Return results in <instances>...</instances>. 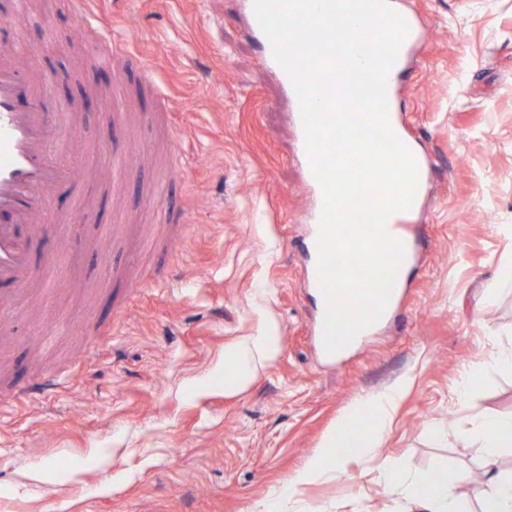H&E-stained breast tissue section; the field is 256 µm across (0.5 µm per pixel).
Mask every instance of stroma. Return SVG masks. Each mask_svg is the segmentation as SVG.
Wrapping results in <instances>:
<instances>
[{"label": "stroma", "instance_id": "35a3bbf8", "mask_svg": "<svg viewBox=\"0 0 512 512\" xmlns=\"http://www.w3.org/2000/svg\"><path fill=\"white\" fill-rule=\"evenodd\" d=\"M427 35L397 82L396 110L429 159L410 288L358 345L325 357L305 285L311 190L288 94L264 65L244 0H96L125 47L111 71L74 28L72 0H0V48L51 82L56 40L73 108L58 148L90 159L86 218L37 236L52 286L0 317V388L57 386L0 412V512H259L311 459L349 405L410 379L393 428L350 477L304 486L281 512H406L385 462L415 476L484 469L479 416L512 415V372L490 371L460 410L463 372L512 345V290L483 293L512 257V0H398ZM150 68L157 93L140 89ZM176 147L186 173L161 180L139 157L122 195L97 171L105 139ZM187 211V229L168 214ZM274 325L279 352L250 386L224 390L226 353ZM112 333L90 342L91 327Z\"/></svg>", "mask_w": 512, "mask_h": 512}]
</instances>
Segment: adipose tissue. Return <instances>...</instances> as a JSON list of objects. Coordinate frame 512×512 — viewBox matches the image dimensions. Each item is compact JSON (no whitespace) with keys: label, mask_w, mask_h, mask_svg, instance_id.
<instances>
[{"label":"adipose tissue","mask_w":512,"mask_h":512,"mask_svg":"<svg viewBox=\"0 0 512 512\" xmlns=\"http://www.w3.org/2000/svg\"><path fill=\"white\" fill-rule=\"evenodd\" d=\"M278 338L272 332L256 337L253 343L237 347L224 368L225 390H241L253 380L255 362L273 359ZM410 385L402 380L388 390L351 404L322 438L309 464L293 474L278 494L263 502L261 512H277L281 498L295 494L298 487L345 474L350 461L374 457L391 426L397 403ZM474 443L495 472L483 499V512H512V474L496 469L503 449L512 447V416L485 415L475 425ZM384 479L400 490L404 499L427 508L428 512H448L454 498V483L447 479L424 480L409 474L396 463H387Z\"/></svg>","instance_id":"1"}]
</instances>
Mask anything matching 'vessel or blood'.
<instances>
[{
  "label": "vessel or blood",
  "instance_id": "b4317fda",
  "mask_svg": "<svg viewBox=\"0 0 512 512\" xmlns=\"http://www.w3.org/2000/svg\"><path fill=\"white\" fill-rule=\"evenodd\" d=\"M74 24L80 32H95L103 45L102 57L113 61L111 28L101 26L91 0H74ZM56 112L45 106L38 89L23 77L14 49L0 51V281L13 284L11 293H0V311L11 306L18 290L30 289L35 282L28 246L21 227L38 232L51 222L49 194L61 185L82 190L78 168L71 154L52 149L56 133ZM101 152L111 161L113 181H124L136 172L124 155H114L111 142ZM413 210L392 214L388 232L403 242L406 258L416 251Z\"/></svg>",
  "mask_w": 512,
  "mask_h": 512
}]
</instances>
